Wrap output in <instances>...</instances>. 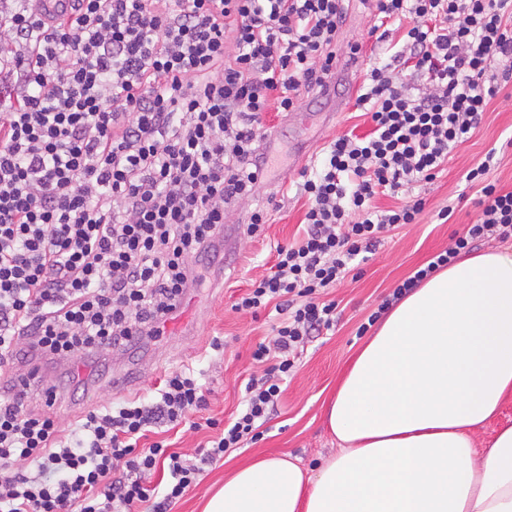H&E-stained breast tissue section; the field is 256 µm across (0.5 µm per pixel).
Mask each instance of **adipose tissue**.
Returning <instances> with one entry per match:
<instances>
[{
	"label": "adipose tissue",
	"instance_id": "adipose-tissue-1",
	"mask_svg": "<svg viewBox=\"0 0 512 512\" xmlns=\"http://www.w3.org/2000/svg\"><path fill=\"white\" fill-rule=\"evenodd\" d=\"M512 396V247L454 261L407 294L326 407L340 452L261 456L203 512H512V426L473 433Z\"/></svg>",
	"mask_w": 512,
	"mask_h": 512
}]
</instances>
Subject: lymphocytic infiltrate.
I'll list each match as a JSON object with an SVG mask.
<instances>
[{"instance_id":"lymphocytic-infiltrate-1","label":"lymphocytic infiltrate","mask_w":512,"mask_h":512,"mask_svg":"<svg viewBox=\"0 0 512 512\" xmlns=\"http://www.w3.org/2000/svg\"><path fill=\"white\" fill-rule=\"evenodd\" d=\"M343 2L73 0L48 23L35 0H0V512H170L206 465L258 440L307 344L336 325L329 289L426 206L377 198L436 178L512 82V0H373L368 37L408 28L364 69L356 107L369 133L337 136L301 171V234L233 305L276 313L240 409L226 423L207 416L200 374L176 369L151 400L90 410L63 439L50 409L80 366L163 335L229 211L257 196L266 115L329 89ZM465 179L477 220L378 313L461 251L512 239V191L490 161ZM23 366L58 374L36 392ZM185 421L214 432L195 454L148 442ZM22 460L34 475L14 471Z\"/></svg>"}]
</instances>
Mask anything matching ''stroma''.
Here are the masks:
<instances>
[{"label":"stroma","instance_id":"obj_1","mask_svg":"<svg viewBox=\"0 0 512 512\" xmlns=\"http://www.w3.org/2000/svg\"><path fill=\"white\" fill-rule=\"evenodd\" d=\"M373 22L362 0H350L328 95L304 99L295 112L268 114L272 140L266 152L271 163L257 202L267 205L270 220L258 236L249 238L243 234L246 209L233 215L229 233L234 248L220 252L208 270L205 287L192 292L193 318L187 329H167L163 335L143 340L133 349L83 370L79 382L63 391L54 407L62 427H70L85 412L107 401L145 395L164 371L183 367L204 371L211 390L209 415L225 419L235 410L254 371L251 353L269 334L271 322L263 313L253 317L234 311L232 304L250 279L261 275L265 263L271 262V247L298 237L305 212V200L295 188L300 171L319 158L335 136L352 129L361 133L367 130V123L355 108L363 72L350 66L347 56ZM491 150L497 161L493 179L500 189L512 191V82L489 101L479 126L451 152L437 178L410 185L399 197L378 199L383 209L416 196L425 198L426 206L417 223L399 229L355 279L333 291L340 312L336 328L310 344L285 385L277 414L262 426L260 439L207 467L198 485L176 501L171 512H202L225 476L258 455L287 453L307 466L336 455L338 446L327 427L325 407L365 342L357 334L359 325L377 311L399 280L448 247L464 225L476 221L477 193L467 184L465 175ZM447 206L454 214L443 223L437 214ZM215 336L230 342L224 355L209 352L208 344Z\"/></svg>","mask_w":512,"mask_h":512}]
</instances>
